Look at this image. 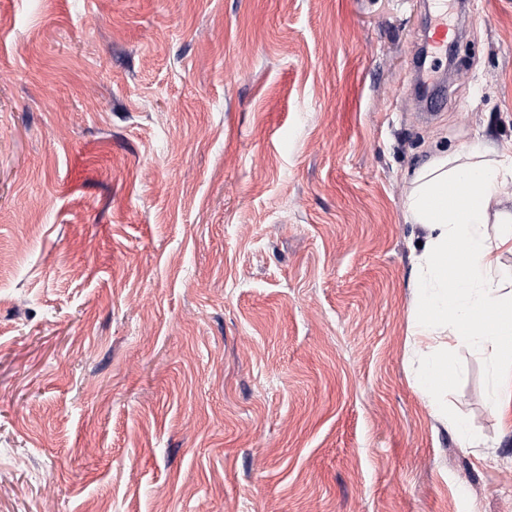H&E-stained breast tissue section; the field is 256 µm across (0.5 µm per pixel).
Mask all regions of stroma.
Returning <instances> with one entry per match:
<instances>
[{"instance_id": "obj_1", "label": "stroma", "mask_w": 512, "mask_h": 512, "mask_svg": "<svg viewBox=\"0 0 512 512\" xmlns=\"http://www.w3.org/2000/svg\"><path fill=\"white\" fill-rule=\"evenodd\" d=\"M0 0V512H512L406 355L407 174L512 140V0ZM432 26L422 46L425 48L422 49L420 58L417 55L415 60V68L420 77L418 86L420 97L428 96L434 86L433 77L435 69L432 62H430V58L433 59L441 53L448 54V50H451L457 37L456 30L448 25L447 13L435 16ZM426 56L425 63L421 64L420 60Z\"/></svg>"}]
</instances>
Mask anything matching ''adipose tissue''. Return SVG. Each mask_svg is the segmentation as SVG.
Wrapping results in <instances>:
<instances>
[{"instance_id":"adipose-tissue-1","label":"adipose tissue","mask_w":512,"mask_h":512,"mask_svg":"<svg viewBox=\"0 0 512 512\" xmlns=\"http://www.w3.org/2000/svg\"><path fill=\"white\" fill-rule=\"evenodd\" d=\"M405 215L423 234L412 279L409 355L416 386L433 419L468 435L466 420L445 397L457 374L450 345H468L487 363V405L512 414V290L498 278L512 254V142L477 139L439 154L409 176ZM457 253L458 264L448 262Z\"/></svg>"}]
</instances>
